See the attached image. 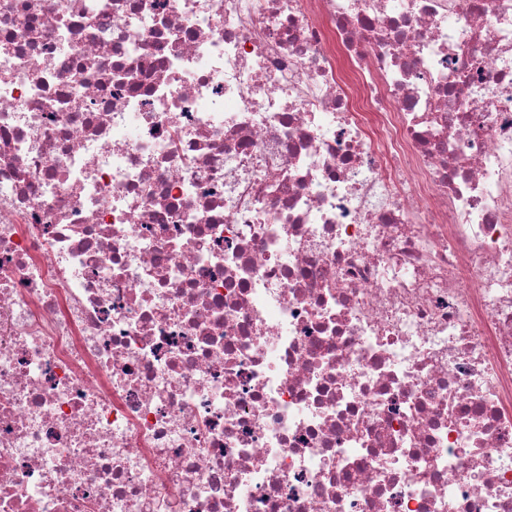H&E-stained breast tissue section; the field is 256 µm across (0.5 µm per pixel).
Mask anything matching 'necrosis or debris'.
I'll return each instance as SVG.
<instances>
[{"instance_id": "necrosis-or-debris-1", "label": "necrosis or debris", "mask_w": 512, "mask_h": 512, "mask_svg": "<svg viewBox=\"0 0 512 512\" xmlns=\"http://www.w3.org/2000/svg\"><path fill=\"white\" fill-rule=\"evenodd\" d=\"M0 0V512H512V0Z\"/></svg>"}]
</instances>
